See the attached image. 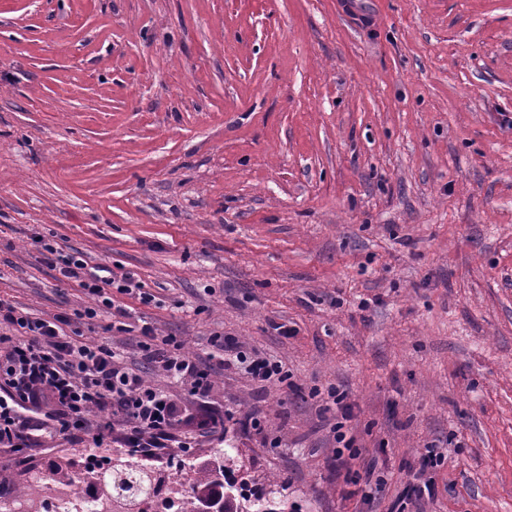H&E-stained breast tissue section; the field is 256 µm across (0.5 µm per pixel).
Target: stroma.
<instances>
[{
    "instance_id": "obj_1",
    "label": "stroma",
    "mask_w": 512,
    "mask_h": 512,
    "mask_svg": "<svg viewBox=\"0 0 512 512\" xmlns=\"http://www.w3.org/2000/svg\"><path fill=\"white\" fill-rule=\"evenodd\" d=\"M39 238L153 295L82 339L223 417L167 456L229 448L288 512H361L334 387L352 469L390 473L376 512L434 443L437 493L409 512H512V0H0V297L91 305ZM144 325L206 394L141 361ZM217 334L290 385L220 365ZM92 446L0 447V493ZM335 439H336V462L341 466L345 465L343 456L347 452L348 457L355 458L358 456L357 448L355 447L356 440L349 434L348 428H346V422L340 421L336 423L335 427Z\"/></svg>"
}]
</instances>
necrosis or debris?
Returning <instances> with one entry per match:
<instances>
[{
    "label": "necrosis or debris",
    "mask_w": 512,
    "mask_h": 512,
    "mask_svg": "<svg viewBox=\"0 0 512 512\" xmlns=\"http://www.w3.org/2000/svg\"><path fill=\"white\" fill-rule=\"evenodd\" d=\"M193 503L190 486L164 465L85 452L67 478L0 497V512H191Z\"/></svg>",
    "instance_id": "4bbe7bcc"
}]
</instances>
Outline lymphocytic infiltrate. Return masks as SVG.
<instances>
[{"mask_svg":"<svg viewBox=\"0 0 512 512\" xmlns=\"http://www.w3.org/2000/svg\"><path fill=\"white\" fill-rule=\"evenodd\" d=\"M41 255L64 279L77 282L95 298V305L81 314L87 322L105 314L118 321L130 318V311L115 303L117 293L139 295L145 304L151 301L149 295L139 294L133 275L106 278L89 273L79 252L65 255L45 242ZM69 322L63 315L51 320L31 317L0 298V325L8 329L0 336L5 349L0 358L1 447H30L35 432L48 429L76 439L90 423L95 426L93 439L100 444L111 436L118 419L124 424L122 447L153 454L173 442L189 447L190 436L216 430L220 420L209 414L181 419L175 402L146 382L109 345L87 344L66 334L63 327ZM140 333L145 361L167 377L190 384L194 393L210 389L209 372L179 343L155 336L147 326Z\"/></svg>","mask_w":512,"mask_h":512,"instance_id":"lymphocytic-infiltrate-1","label":"lymphocytic infiltrate"}]
</instances>
